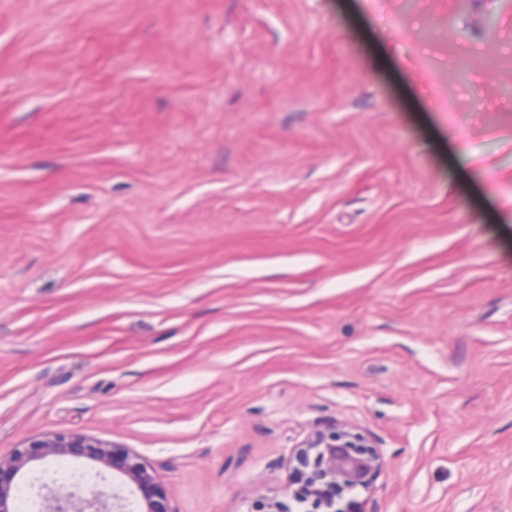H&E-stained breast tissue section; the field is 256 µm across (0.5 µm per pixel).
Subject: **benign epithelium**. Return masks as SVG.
Masks as SVG:
<instances>
[{"label":"benign epithelium","instance_id":"7a95c632","mask_svg":"<svg viewBox=\"0 0 512 512\" xmlns=\"http://www.w3.org/2000/svg\"><path fill=\"white\" fill-rule=\"evenodd\" d=\"M65 457L85 458L112 469L133 483L141 501L133 503L119 491L85 494L76 486L62 494L45 484L43 512H170L156 481L137 454L115 443L86 435H44L0 454V512H17L16 478L34 463ZM288 501L270 498L265 512H358L354 495L368 492L385 467L370 439L344 423L313 430L288 459Z\"/></svg>","mask_w":512,"mask_h":512}]
</instances>
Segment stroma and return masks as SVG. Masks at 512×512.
<instances>
[{"mask_svg":"<svg viewBox=\"0 0 512 512\" xmlns=\"http://www.w3.org/2000/svg\"><path fill=\"white\" fill-rule=\"evenodd\" d=\"M335 421L512 512V0H0V452L250 512Z\"/></svg>","mask_w":512,"mask_h":512,"instance_id":"stroma-1","label":"stroma"}]
</instances>
